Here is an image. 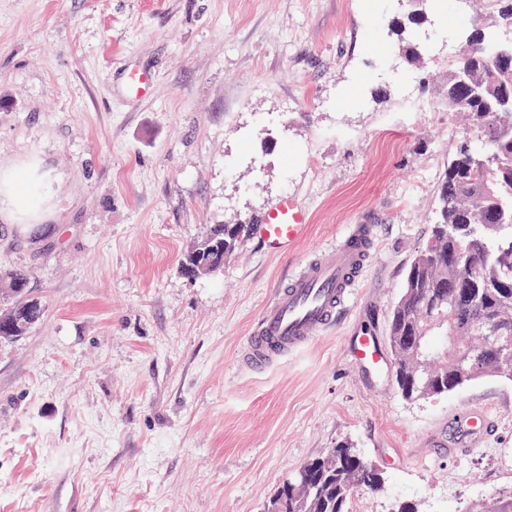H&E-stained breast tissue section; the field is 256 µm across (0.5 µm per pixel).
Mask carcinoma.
Here are the masks:
<instances>
[{
  "label": "carcinoma",
  "instance_id": "1",
  "mask_svg": "<svg viewBox=\"0 0 512 512\" xmlns=\"http://www.w3.org/2000/svg\"><path fill=\"white\" fill-rule=\"evenodd\" d=\"M493 20L459 34V49L448 59L444 104L469 128V147H456L441 184L438 211L426 245L407 272L403 293L392 309L389 346L394 357L395 382L401 395L415 397V387L429 381L436 395H448L464 384L486 376L512 381V365L488 357L467 370L457 368L448 352L450 336L467 337L471 348L486 346L485 326H495L497 345L512 349V0H489ZM457 224H489L478 235L454 230ZM249 230L247 224H221L203 242L224 241L230 251ZM202 242L181 261L205 266L215 273L224 256L199 255ZM461 255L469 266L455 268ZM8 283L10 307L0 314V340L25 335L40 319L41 303L27 294V273L0 271ZM420 336L424 348L444 354L437 369L423 371L406 339ZM359 452L341 444L323 457L306 462L269 498L265 512H348L351 495L376 491L381 477L363 475L355 460ZM474 512H512V494L490 497Z\"/></svg>",
  "mask_w": 512,
  "mask_h": 512
}]
</instances>
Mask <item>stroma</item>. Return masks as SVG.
<instances>
[{"mask_svg": "<svg viewBox=\"0 0 512 512\" xmlns=\"http://www.w3.org/2000/svg\"><path fill=\"white\" fill-rule=\"evenodd\" d=\"M486 3L0 0V266L43 307L0 343V512H265L344 442L384 479L350 512L512 492V381L412 401L346 349L357 328L387 342L459 139L448 46L410 62L413 33L484 23ZM138 70L150 96L126 89ZM286 195L310 217L291 258L249 233L221 272L180 273L214 225ZM352 224L378 227L360 303L248 371L240 347L282 274ZM463 405L497 426L461 454Z\"/></svg>", "mask_w": 512, "mask_h": 512, "instance_id": "1", "label": "stroma"}]
</instances>
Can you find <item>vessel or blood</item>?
<instances>
[{"label": "vessel or blood", "mask_w": 512, "mask_h": 512, "mask_svg": "<svg viewBox=\"0 0 512 512\" xmlns=\"http://www.w3.org/2000/svg\"><path fill=\"white\" fill-rule=\"evenodd\" d=\"M308 227L307 210L286 196L257 218L254 237L267 254L285 256L306 235ZM376 232L373 224L350 225L331 254L312 256L289 275L261 309L240 349L244 367L264 372L322 336L340 312L358 303L359 284L371 259ZM349 351L367 366L376 368L382 362L380 342L370 333L360 331L350 336ZM453 419L472 446L495 425L483 409H461Z\"/></svg>", "instance_id": "obj_1"}]
</instances>
